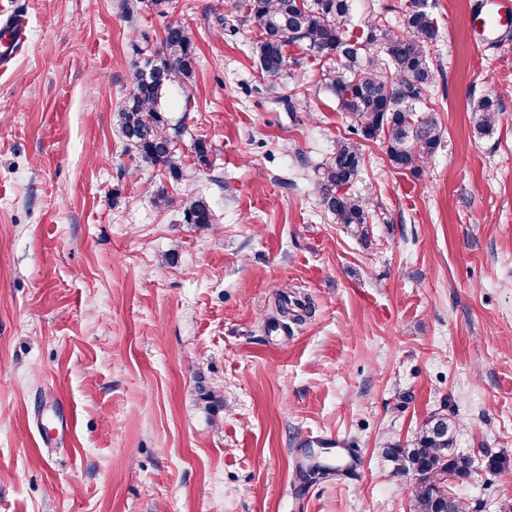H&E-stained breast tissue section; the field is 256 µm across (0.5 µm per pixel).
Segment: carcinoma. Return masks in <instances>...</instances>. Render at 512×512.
<instances>
[{"label":"carcinoma","instance_id":"carcinoma-1","mask_svg":"<svg viewBox=\"0 0 512 512\" xmlns=\"http://www.w3.org/2000/svg\"><path fill=\"white\" fill-rule=\"evenodd\" d=\"M354 0H242L240 10L260 31L255 55L261 72L271 78L281 76L289 65L287 47H305L315 60L326 64L322 71L325 88L336 97L340 111L352 120L354 140L345 136L322 166L320 201L351 234L368 236V216L348 193L364 161L363 142L386 134L385 154L399 170L416 173L441 143L442 129L434 113L416 110L434 82L430 51L439 36L427 0H410L402 26L393 30L376 22L356 35L350 31ZM141 64H131L132 90L118 112L120 132L136 153L138 162L161 167L174 181L182 179L176 143L185 126L170 123L162 99L175 84L189 80L196 65V46L183 24L166 22L159 46L137 50ZM474 130L489 133L496 121L498 104L485 96L473 108ZM184 222L197 230L214 223L212 208L203 196L191 194L182 201ZM301 313L292 314L288 300L278 301V311L288 322L300 323L310 307L297 303ZM205 408L214 413L224 407V399L206 385L199 387ZM385 454L395 464L394 473H415L411 486L413 512H466L463 504L448 491V479L456 473L468 474L470 457L454 448L448 414L439 411L422 425L412 446H387ZM484 468L500 475L512 471V460L501 455H485ZM341 471L330 464L313 462L299 469V476L317 482Z\"/></svg>","mask_w":512,"mask_h":512}]
</instances>
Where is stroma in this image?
Instances as JSON below:
<instances>
[{"label":"stroma","instance_id":"stroma-1","mask_svg":"<svg viewBox=\"0 0 512 512\" xmlns=\"http://www.w3.org/2000/svg\"><path fill=\"white\" fill-rule=\"evenodd\" d=\"M124 3L0 0L29 31L0 68V512H410L384 450L443 409L476 461L454 495L512 506V477L482 466L512 457V39L482 37L474 0H428L422 106L441 144L413 173L365 142L361 240L319 203L318 167L351 125L320 65L293 45L295 65L262 76L239 0H172L165 18ZM408 3L355 0L353 28L398 27ZM170 19L197 53L164 97L186 127L178 183L137 168L115 124L136 45ZM488 94L498 120L479 135ZM188 191L211 229L184 224ZM282 298L311 315L274 327ZM201 378L224 396L215 415ZM332 434L354 475L301 487ZM472 112L474 130L480 135L489 133L496 121V112H499L496 96L486 95Z\"/></svg>","mask_w":512,"mask_h":512}]
</instances>
